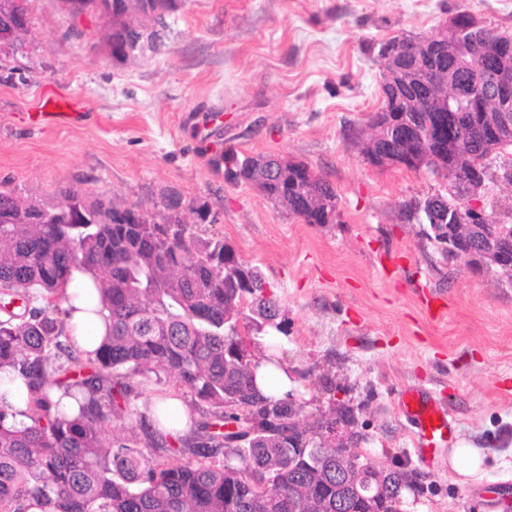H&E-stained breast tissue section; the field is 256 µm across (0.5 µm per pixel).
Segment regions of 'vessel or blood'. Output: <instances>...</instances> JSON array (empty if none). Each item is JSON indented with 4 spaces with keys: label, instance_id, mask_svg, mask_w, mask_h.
<instances>
[{
    "label": "vessel or blood",
    "instance_id": "obj_1",
    "mask_svg": "<svg viewBox=\"0 0 512 512\" xmlns=\"http://www.w3.org/2000/svg\"><path fill=\"white\" fill-rule=\"evenodd\" d=\"M79 109L78 101L66 96H51L33 115L36 126L65 121ZM398 406L412 427L419 453L436 451L455 438L450 412L437 394L419 386L404 387L398 395Z\"/></svg>",
    "mask_w": 512,
    "mask_h": 512
}]
</instances>
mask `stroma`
Masks as SVG:
<instances>
[{
	"label": "stroma",
	"mask_w": 512,
	"mask_h": 512,
	"mask_svg": "<svg viewBox=\"0 0 512 512\" xmlns=\"http://www.w3.org/2000/svg\"><path fill=\"white\" fill-rule=\"evenodd\" d=\"M459 13L512 32V0H178L161 50L117 63L104 19L33 0L25 69H0V183L44 204L74 185L157 215L180 197L199 236L269 283L304 423L350 407L358 448L417 472L400 512H512V279L444 257L406 218L447 193L444 173L372 167L346 136L381 105L380 44ZM56 94L79 115L35 126ZM218 142L306 163L334 186L339 222L302 223L230 180L211 163ZM203 203L206 223L191 212ZM408 385L436 390L457 437L483 448L482 478L458 483L444 448L420 459L397 404Z\"/></svg>",
	"instance_id": "stroma-1"
}]
</instances>
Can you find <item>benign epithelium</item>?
<instances>
[{
    "instance_id": "1",
    "label": "benign epithelium",
    "mask_w": 512,
    "mask_h": 512,
    "mask_svg": "<svg viewBox=\"0 0 512 512\" xmlns=\"http://www.w3.org/2000/svg\"><path fill=\"white\" fill-rule=\"evenodd\" d=\"M166 0H122L112 13V26L121 23L132 26L135 35L114 56L125 60L147 51L158 52L163 43L164 28L160 22ZM498 54L491 55L490 47L475 45L467 48L448 37V26L412 41L401 37L383 42L378 52L382 70L381 95L383 106L371 115L366 129L353 133L365 148L364 159L373 167L405 168L419 164L423 154L416 149L417 141L428 147L435 145L448 156L463 160L468 157L466 145L454 134L437 141L416 136V126L407 121L395 108L419 101L426 95L434 98L442 109H450L472 99L469 87L455 78H440L438 62L452 57L461 68H471L482 63L486 75L491 77L484 104L479 106L477 118L483 127L486 141L492 145L512 141V71L504 72L508 55L496 46ZM398 139L401 148L392 152L389 142ZM471 179L462 194L449 201L435 196L431 211L434 213L431 231L445 239L448 254L467 267H495L503 274L512 276V240L499 233H489L479 227L484 214L477 206L481 192L485 190L489 174L479 172L477 163L470 164ZM370 474V482L362 485L351 477L349 470H336V508L343 502L357 497L374 498L378 491L374 481L381 469L368 464L363 466Z\"/></svg>"
}]
</instances>
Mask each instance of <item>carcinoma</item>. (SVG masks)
Instances as JSON below:
<instances>
[{"mask_svg": "<svg viewBox=\"0 0 512 512\" xmlns=\"http://www.w3.org/2000/svg\"><path fill=\"white\" fill-rule=\"evenodd\" d=\"M32 0H0V22L17 19L12 57L32 45ZM73 17L90 12L112 25L118 0H62ZM437 128L464 130L480 166L512 154L491 148L473 119L477 105L436 112ZM233 179L252 162L231 148L213 157ZM46 208L0 189V384L26 379V410L0 393V512H335L336 484L325 481L346 461L322 435L302 425L303 406L274 401L257 387V363L236 354L239 319L257 316L256 331H288L257 268L222 239H204L184 222L182 201L163 202L161 221L142 208L120 211L74 187ZM324 198L337 210L333 186L306 169L288 213L316 224L305 205ZM91 276L106 324L92 352L71 347L64 327L73 272ZM172 379L206 406L193 443L150 428L131 405L133 384ZM84 392L74 413L54 398ZM29 423L18 424L16 414ZM132 424L118 437L111 429ZM190 454L191 459L179 460ZM409 474L385 470L378 512H399Z\"/></svg>", "mask_w": 512, "mask_h": 512, "instance_id": "obj_1", "label": "carcinoma"}]
</instances>
